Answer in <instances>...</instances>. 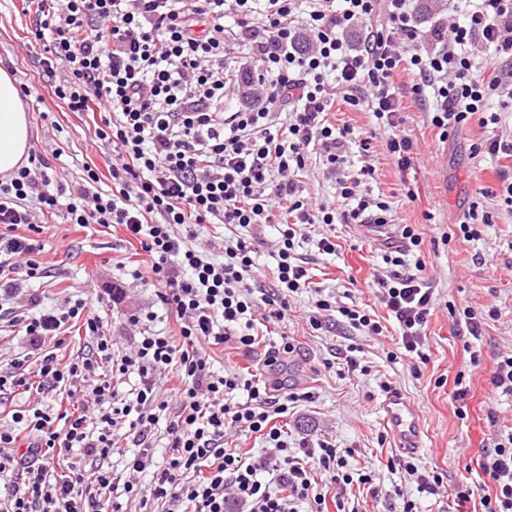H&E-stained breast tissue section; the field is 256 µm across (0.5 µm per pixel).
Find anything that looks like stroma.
<instances>
[{"label":"stroma","instance_id":"obj_1","mask_svg":"<svg viewBox=\"0 0 512 512\" xmlns=\"http://www.w3.org/2000/svg\"><path fill=\"white\" fill-rule=\"evenodd\" d=\"M32 21L27 0H0V67L10 69L18 87L29 91L23 104L30 153L48 158L56 180L73 184L85 166L106 171L112 149L96 138L91 113L69 111L54 96L39 65L43 48L30 41ZM403 105L401 130L415 144L412 165L405 170L386 147L389 129L376 127L372 114L339 101L328 118L339 127L373 131L368 153L346 150L340 174L350 177L371 167L373 174L363 178L361 194L387 202L390 223L411 226L422 238L415 257L435 298L422 347L426 365L389 356L399 332L378 289L368 285L372 275L390 271L385 248L358 224H310L297 254L314 285L336 305L365 309L384 330L368 336L328 316L321 329H313V294L303 290L290 298L285 319L269 322L266 332L267 342L285 335L297 350L281 370L264 373L263 379L270 384L285 379L312 393L310 401L279 420L291 444L329 440L351 449L350 468L371 473L372 487L353 486L345 493L355 512H399L401 499L388 494L395 487L414 502L417 512H473V504L457 506L455 489L463 482L482 484V449L494 447L512 432V399L492 395L490 386L499 356L512 351V206L498 194V172L508 161L475 154L473 145L493 132L512 138V112L502 113L496 130L473 120L443 140L431 126L429 112L414 97L407 94ZM337 175L328 172L321 148H309L301 175L305 197L350 209V202L337 192ZM474 204L490 216L479 237L469 242L444 240V233ZM326 235L338 244L335 254H323L316 247ZM40 239L44 249L39 259L46 277L23 282L15 295L0 298V307L25 309L33 294L48 307L70 296L93 298L119 286L121 296L104 303L102 311L105 332L114 338L116 351L123 353L134 345L127 327L131 315L152 312L155 329L174 326L175 317L162 306L158 287L131 286L130 269L142 265L147 255L121 228H80L69 224L61 210L45 225ZM455 307L472 308L483 318L482 335L472 346H465L459 333L451 314ZM493 308L498 317H489ZM474 349L480 352L476 364L470 360ZM459 375L470 387L462 401L453 395V380ZM389 386L407 397L420 415L424 446L416 455L397 451L383 423L380 402ZM407 460L419 471L442 472L443 486L437 494L424 492L408 475L403 467Z\"/></svg>","mask_w":512,"mask_h":512}]
</instances>
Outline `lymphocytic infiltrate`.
I'll list each match as a JSON object with an SVG mask.
<instances>
[{
  "label": "lymphocytic infiltrate",
  "instance_id": "obj_1",
  "mask_svg": "<svg viewBox=\"0 0 512 512\" xmlns=\"http://www.w3.org/2000/svg\"><path fill=\"white\" fill-rule=\"evenodd\" d=\"M412 2L39 0L32 32L43 46V72L70 111L102 113L95 136L112 147V185L103 189L89 166L75 185L59 183L40 155L1 179L0 292L12 295L18 278L41 276L38 235L62 208L71 223L116 225L140 243L150 271L131 278L162 284L160 301L180 330L154 329L151 314L130 316L138 341L120 355L88 299L10 312V332L29 348L0 364V512H121L111 497L119 489L144 506L163 503V512H299L303 502L314 503L315 512L330 503L347 512V487L371 483L330 441L292 447L275 426L310 392L278 393L250 373H215L205 348L231 342L255 349L256 309L284 319L289 295L309 287L295 254L298 225L386 223V202L357 199L347 212L315 208L295 181L309 146H322L332 169L344 162L343 143L361 153L370 148L368 133L329 122L336 98L390 129L387 148L402 168L413 142L398 132L404 119L394 76L401 66L415 71L411 92L427 104L440 138L472 117L486 127L499 123L501 111L512 112V0H459L462 22L427 50ZM358 24L368 35L355 44L346 33ZM240 48L251 65L230 67ZM478 48L506 76L486 78L475 62ZM229 94L239 106L228 114ZM492 98L500 112H488ZM205 224L276 225L274 288H261L244 238H226L220 255L194 249ZM21 226L27 235H17ZM401 236L404 245L385 257L391 272L376 285L398 326L402 356L421 360L433 290L406 269L405 254L420 245L419 235L406 226ZM76 324L89 350L63 356L53 343ZM170 371L179 383L168 402L158 382ZM131 375L130 389H115L113 378ZM59 388L70 408L43 404L44 394ZM240 390L246 402L233 401ZM167 411L170 453L159 463L153 429ZM231 427L260 434L265 453L226 448ZM119 432L133 449L117 475L110 461ZM76 449L89 467L70 461ZM480 466L490 490L479 495L459 484L458 501L475 497L482 512H512V432L483 450Z\"/></svg>",
  "mask_w": 512,
  "mask_h": 512
}]
</instances>
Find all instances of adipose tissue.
I'll use <instances>...</instances> for the list:
<instances>
[{
  "mask_svg": "<svg viewBox=\"0 0 512 512\" xmlns=\"http://www.w3.org/2000/svg\"><path fill=\"white\" fill-rule=\"evenodd\" d=\"M29 128L11 71L0 68V174L13 171L27 158Z\"/></svg>",
  "mask_w": 512,
  "mask_h": 512,
  "instance_id": "1",
  "label": "adipose tissue"
}]
</instances>
